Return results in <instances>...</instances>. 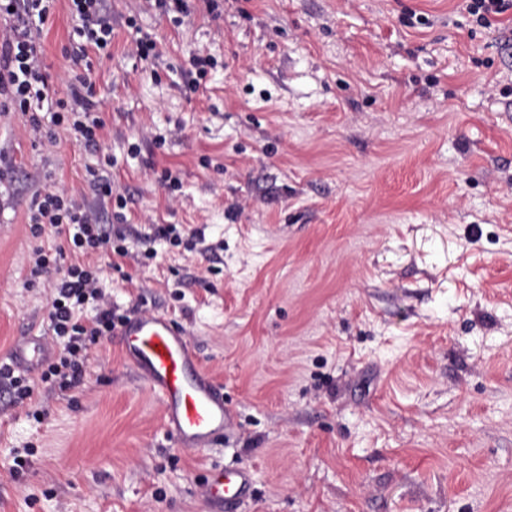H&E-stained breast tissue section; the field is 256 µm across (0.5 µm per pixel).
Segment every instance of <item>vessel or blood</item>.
<instances>
[{"label": "vessel or blood", "mask_w": 512, "mask_h": 512, "mask_svg": "<svg viewBox=\"0 0 512 512\" xmlns=\"http://www.w3.org/2000/svg\"><path fill=\"white\" fill-rule=\"evenodd\" d=\"M112 340L139 372L145 387L163 404V421L175 447H205L223 434L232 416L224 391L201 366L183 330L164 314L140 312L112 333ZM53 353L47 336L28 332L9 354L12 369L33 375ZM252 474L245 469L215 472L204 486L210 512H236L251 493Z\"/></svg>", "instance_id": "obj_1"}]
</instances>
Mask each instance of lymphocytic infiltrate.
I'll list each match as a JSON object with an SVG mask.
<instances>
[{"instance_id": "lymphocytic-infiltrate-1", "label": "lymphocytic infiltrate", "mask_w": 512, "mask_h": 512, "mask_svg": "<svg viewBox=\"0 0 512 512\" xmlns=\"http://www.w3.org/2000/svg\"><path fill=\"white\" fill-rule=\"evenodd\" d=\"M57 0H0V117L18 113L25 117L35 142L45 148L65 134L77 146L94 147L103 122L96 110L93 57L109 55L114 33L107 0H67L71 27L64 55L67 97H57L46 73L45 26ZM33 238L53 236L54 247L34 250L25 274L27 285L46 283L50 290L49 327L61 344L56 361L42 371L38 383L0 370V383L25 406L36 385L68 392L83 383L84 364L91 347L111 335L120 317L105 301L99 288L101 269L94 255L127 251L115 247L111 225L85 197L72 193L55 175L45 177L25 213ZM97 305L90 321L79 312L86 303Z\"/></svg>"}]
</instances>
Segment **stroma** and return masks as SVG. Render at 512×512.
I'll return each mask as SVG.
<instances>
[{
    "instance_id": "1",
    "label": "stroma",
    "mask_w": 512,
    "mask_h": 512,
    "mask_svg": "<svg viewBox=\"0 0 512 512\" xmlns=\"http://www.w3.org/2000/svg\"><path fill=\"white\" fill-rule=\"evenodd\" d=\"M108 5L98 150L0 125V358L49 325L24 213L49 172L87 193L101 153L129 254L98 257L100 286L117 314L176 321L235 422L175 447L102 338L80 388L24 410L0 390V512H208L224 467L254 475L238 512H512V13L486 30L465 0H189L178 25ZM131 14L158 64L131 54ZM70 26L48 24L60 91ZM194 52L218 61L197 93ZM154 224L178 241L145 242Z\"/></svg>"
}]
</instances>
